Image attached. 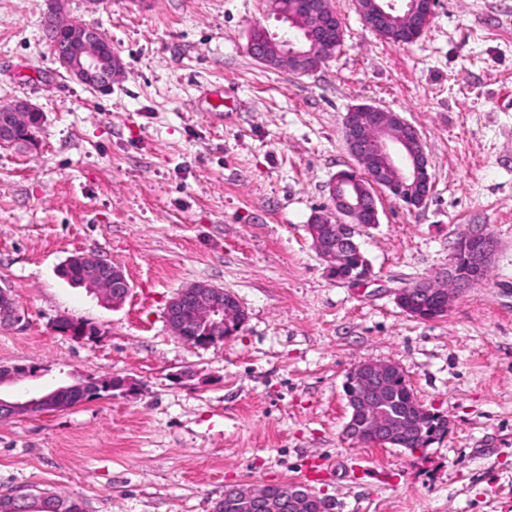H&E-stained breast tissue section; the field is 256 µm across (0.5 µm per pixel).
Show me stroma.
Instances as JSON below:
<instances>
[{
	"label": "stroma",
	"instance_id": "stroma-1",
	"mask_svg": "<svg viewBox=\"0 0 512 512\" xmlns=\"http://www.w3.org/2000/svg\"><path fill=\"white\" fill-rule=\"evenodd\" d=\"M335 56L298 75L255 61V28L283 32L268 0H65L123 69L86 87L56 62L44 0H0V107L24 98L37 143L0 145V287L21 323L0 327V366L60 380L112 374L131 395L0 420V493L52 492L86 512H213L231 484L301 483L332 512H512V0H437L414 42L366 26L330 0ZM399 113L428 154L432 189L407 207L380 191L359 229L373 275L327 272L307 232L329 184L354 166L343 117ZM497 252L488 277L423 322L396 292L443 275L458 238ZM93 252L122 266L119 308L63 278ZM204 281L247 319L227 341L175 338L168 301ZM98 326L77 341L59 318ZM393 362L445 437L425 450L353 445L347 373Z\"/></svg>",
	"mask_w": 512,
	"mask_h": 512
}]
</instances>
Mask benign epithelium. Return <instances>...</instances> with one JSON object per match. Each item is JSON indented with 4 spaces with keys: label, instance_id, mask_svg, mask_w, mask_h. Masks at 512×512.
I'll list each match as a JSON object with an SVG mask.
<instances>
[{
    "label": "benign epithelium",
    "instance_id": "1",
    "mask_svg": "<svg viewBox=\"0 0 512 512\" xmlns=\"http://www.w3.org/2000/svg\"><path fill=\"white\" fill-rule=\"evenodd\" d=\"M47 15L58 20L60 37L53 53L56 61L73 79L90 87L112 85L122 70V61L112 44L95 29L64 18L63 0H46ZM363 15L372 17L398 16L420 30L430 23L435 0H356ZM270 10L280 18L297 24L307 39L298 49L279 47L278 69L295 74H308L320 63L335 54L341 29H330L327 0H318L308 9L303 0H270ZM268 38L250 35L248 52L257 62L269 63ZM42 113L24 99H16L0 108V144L27 143L35 145L36 133L41 128ZM343 135L350 155L358 166L370 169V185H361L358 176L336 175L329 185V209L313 215L308 225L316 252L328 262V269L336 280L350 284H364L371 279L368 260L353 268L348 264L351 254L362 255L357 242L358 225L364 216L371 223H379V198L373 188L387 186L404 192L402 200L411 207L423 205L429 196L430 162L417 130L396 112L372 105H357L343 118ZM472 251V263L480 269L490 267L496 252V242L483 232L467 235ZM83 268L84 284L99 293L101 300L112 307L121 306L130 293V283L123 268L94 253H80L70 258ZM444 279L461 281L470 288L476 281L469 280L458 269L455 256H450ZM434 299L439 307L424 317L436 321L444 317L451 297L448 288L437 280L418 281L396 293L401 303L409 293ZM19 306L11 291L0 287V324L14 325L21 321ZM244 309L237 298L222 287L194 282L170 299L166 307V322L171 332L184 340L189 330L196 335L188 338L196 347H208L239 333L244 324ZM56 331L78 340H86L87 329L83 321L62 318ZM8 373L3 385L17 384L35 377L40 369L33 365H13L3 368ZM402 368L392 362L366 360L355 365L346 375L347 405L353 409L352 417L344 426L346 438L356 444L386 447L393 436L410 430L420 433L423 421L431 411L412 393L405 401L406 411L395 414L387 409L390 401L389 381ZM135 383L129 377L112 375L105 378L87 376L70 384L60 385L51 394L3 398L0 396V419H11L36 413L51 399L79 404V392L89 388L97 394L110 395L115 391L129 392ZM224 512H330V504L307 487L299 484H268L260 488L231 486L218 501Z\"/></svg>",
    "mask_w": 512,
    "mask_h": 512
}]
</instances>
